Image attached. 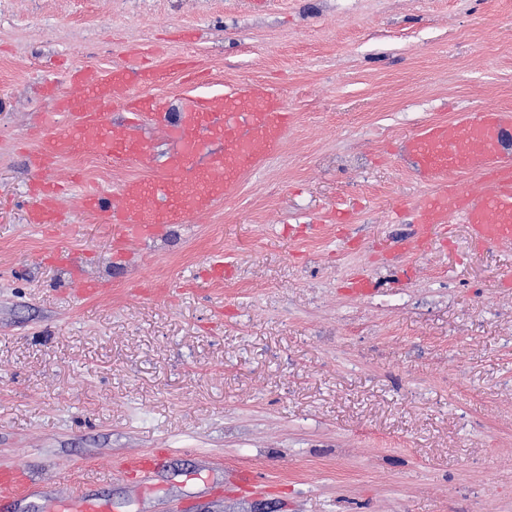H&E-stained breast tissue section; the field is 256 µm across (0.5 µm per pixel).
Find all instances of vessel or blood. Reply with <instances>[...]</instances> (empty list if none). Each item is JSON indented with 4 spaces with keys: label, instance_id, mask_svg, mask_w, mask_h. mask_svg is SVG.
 Wrapping results in <instances>:
<instances>
[{
    "label": "vessel or blood",
    "instance_id": "vessel-or-blood-1",
    "mask_svg": "<svg viewBox=\"0 0 512 512\" xmlns=\"http://www.w3.org/2000/svg\"><path fill=\"white\" fill-rule=\"evenodd\" d=\"M162 78L161 71L134 56L106 75L86 65L67 76L56 111L42 116L52 136L28 156L31 167L45 174L28 210L29 223L56 230L64 221L69 186L52 175L59 157L102 156L117 169L152 165L153 147L144 136L148 127L173 145L159 174L127 179L111 193L85 185L77 196L81 210L111 224L118 254L155 238L163 227L208 215L244 174L280 152L291 115L273 86L243 83L221 96L196 95L182 111L172 112L164 99L138 93ZM114 103L123 114L111 124L104 110ZM511 141L512 111L488 107L423 124L401 142L417 179L434 188L413 209L418 231L407 251L421 250L428 229L453 218L467 225L477 243L512 244V154L505 149ZM460 173L478 174L481 186L459 188L453 178Z\"/></svg>",
    "mask_w": 512,
    "mask_h": 512
}]
</instances>
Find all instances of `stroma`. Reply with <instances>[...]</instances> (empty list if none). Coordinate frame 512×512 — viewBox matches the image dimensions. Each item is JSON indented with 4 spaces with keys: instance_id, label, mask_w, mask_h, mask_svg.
<instances>
[{
    "instance_id": "35a3bbf8",
    "label": "stroma",
    "mask_w": 512,
    "mask_h": 512,
    "mask_svg": "<svg viewBox=\"0 0 512 512\" xmlns=\"http://www.w3.org/2000/svg\"><path fill=\"white\" fill-rule=\"evenodd\" d=\"M145 51L151 96L260 82L282 150L203 221L124 256L103 218L27 221L49 82ZM204 74L187 88L171 58ZM512 109V0H0V474L11 512H512V247L401 235L428 185L398 150ZM115 190L137 167L63 157ZM67 249L94 296L48 263ZM223 254L224 277L207 273ZM162 453L141 489L110 464ZM240 469L265 485L243 487Z\"/></svg>"
}]
</instances>
